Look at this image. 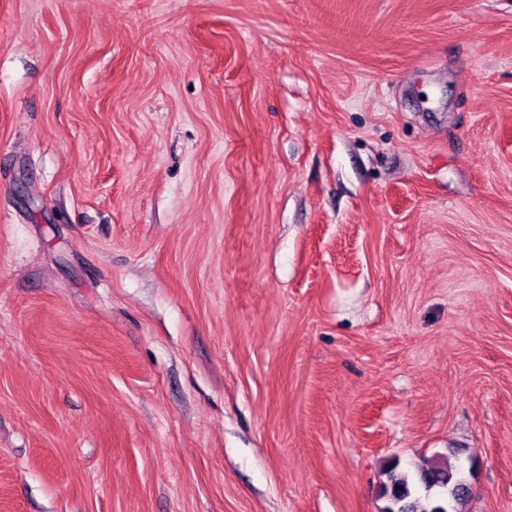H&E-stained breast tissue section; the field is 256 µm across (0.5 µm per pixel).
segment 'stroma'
<instances>
[{
  "label": "stroma",
  "mask_w": 512,
  "mask_h": 512,
  "mask_svg": "<svg viewBox=\"0 0 512 512\" xmlns=\"http://www.w3.org/2000/svg\"><path fill=\"white\" fill-rule=\"evenodd\" d=\"M512 512V0H0V512ZM399 461H393L383 471L386 480L380 482L379 500L384 504L379 512H461L471 495L469 488L458 486L461 467L448 461L428 465L414 462L408 471L396 474Z\"/></svg>",
  "instance_id": "stroma-1"
}]
</instances>
